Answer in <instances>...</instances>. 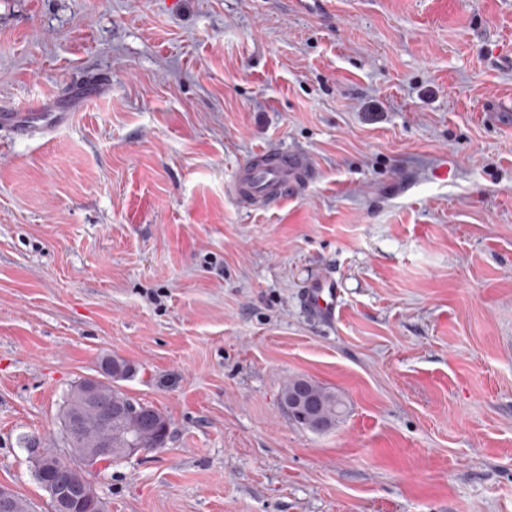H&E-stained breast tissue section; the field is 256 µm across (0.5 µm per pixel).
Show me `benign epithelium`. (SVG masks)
Returning <instances> with one entry per match:
<instances>
[{
	"label": "benign epithelium",
	"instance_id": "benign-epithelium-1",
	"mask_svg": "<svg viewBox=\"0 0 512 512\" xmlns=\"http://www.w3.org/2000/svg\"><path fill=\"white\" fill-rule=\"evenodd\" d=\"M106 381L89 377L79 384V395L85 407L101 405V391ZM287 409L290 416L302 418L305 412L312 409V404L305 392L299 391L288 396ZM126 408L119 405L110 408L95 420H89L85 414L75 412L66 422L65 443H70L79 431L89 425L107 431L112 428V421L121 417ZM112 442H103L96 448L82 450L84 461L89 464L101 463L103 459L112 456ZM39 470L44 476L43 488L49 494L53 504V512H96L100 507L101 498L94 487L84 481L79 470L63 471L55 458H47L41 454L36 458Z\"/></svg>",
	"mask_w": 512,
	"mask_h": 512
}]
</instances>
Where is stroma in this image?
Masks as SVG:
<instances>
[{
  "label": "stroma",
  "instance_id": "1",
  "mask_svg": "<svg viewBox=\"0 0 512 512\" xmlns=\"http://www.w3.org/2000/svg\"><path fill=\"white\" fill-rule=\"evenodd\" d=\"M79 84L0 128L1 486L51 512L32 461L118 356L169 435L87 468L109 512H512V0H0V108ZM271 143L313 177L243 208ZM68 112H54L53 114H43V112H1L0 125L2 127H11L23 129L34 122V119L43 120L45 118L58 124L59 126L66 121ZM338 296L336 281L331 278H321L310 284L304 300L307 307L315 314L331 320L336 315ZM301 387L311 389L316 401L317 414L311 419L309 425H299L315 432H322L332 428L336 424V420L343 412V402L336 396V393L316 381L308 378L296 377L288 381L283 390V400L287 403L288 413L294 418H303L306 411L312 409L309 397L302 390L297 393L288 395L290 392L296 391Z\"/></svg>",
  "mask_w": 512,
  "mask_h": 512
}]
</instances>
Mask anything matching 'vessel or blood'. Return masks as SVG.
I'll list each match as a JSON object with an SVG mask.
<instances>
[{
  "label": "vessel or blood",
  "instance_id": "1",
  "mask_svg": "<svg viewBox=\"0 0 512 512\" xmlns=\"http://www.w3.org/2000/svg\"><path fill=\"white\" fill-rule=\"evenodd\" d=\"M309 160L298 151L269 145L256 150L239 167L231 184V193L244 207L267 206L282 201L289 190L311 178ZM336 282L321 278L310 284L305 293L307 307L323 319L336 315Z\"/></svg>",
  "mask_w": 512,
  "mask_h": 512
}]
</instances>
